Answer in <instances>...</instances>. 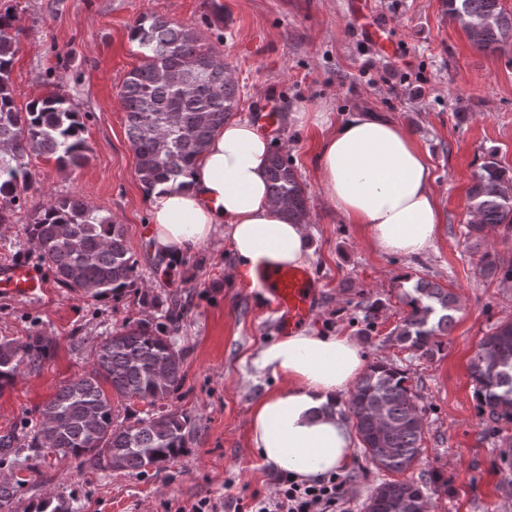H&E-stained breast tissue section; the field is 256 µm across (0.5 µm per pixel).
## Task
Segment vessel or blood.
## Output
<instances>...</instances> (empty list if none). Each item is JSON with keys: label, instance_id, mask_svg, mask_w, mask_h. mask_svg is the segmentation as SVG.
Returning <instances> with one entry per match:
<instances>
[{"label": "vessel or blood", "instance_id": "b4317fda", "mask_svg": "<svg viewBox=\"0 0 512 512\" xmlns=\"http://www.w3.org/2000/svg\"><path fill=\"white\" fill-rule=\"evenodd\" d=\"M367 42L385 53L393 48L384 23L370 20L362 26ZM255 278L263 291V298L276 314L280 334H291L312 317L320 292V284L307 267L294 266L276 271L257 270ZM43 283L33 267L15 264L0 270V289L19 295H29Z\"/></svg>", "mask_w": 512, "mask_h": 512}]
</instances>
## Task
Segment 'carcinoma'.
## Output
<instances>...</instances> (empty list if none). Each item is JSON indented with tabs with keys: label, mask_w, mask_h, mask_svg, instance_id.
<instances>
[{
	"label": "carcinoma",
	"mask_w": 512,
	"mask_h": 512,
	"mask_svg": "<svg viewBox=\"0 0 512 512\" xmlns=\"http://www.w3.org/2000/svg\"><path fill=\"white\" fill-rule=\"evenodd\" d=\"M448 15L477 48L498 50L512 42V12L500 0H447ZM13 17L0 13V224L22 201L32 180L29 158H53L64 167H83L90 147L82 136L79 113L60 95H49L21 109L14 100L12 68L19 52L12 34ZM143 63L124 78L120 99L125 133L135 156V172L146 194L159 186L182 190L195 160L212 136L237 111L238 84L224 57L192 29L162 15L142 14L129 26ZM267 186L278 211L302 224L308 197L287 155L270 152ZM474 220L466 238L479 254L484 278L512 280L505 264L486 243V229L501 227L512 234V173L494 155L483 162L467 192ZM30 239L56 282L73 293L94 298L118 297L138 287L139 261L131 252L121 224L76 197L59 198L33 212ZM402 301L408 312L392 334L418 357L434 358L450 335L458 299L436 282L419 278ZM367 330L374 329L381 301H362ZM171 327L148 321L125 324L98 343L93 370L65 383L39 409L41 428L28 447L51 449L94 468L138 471L164 469L183 455L199 432L185 411H131L136 399L150 406L176 395L183 387L184 351L175 340L177 315ZM51 355L41 336L26 341L0 338V391L14 385L22 371L36 373ZM469 372L475 384L477 410L485 430L512 447V321L498 324L483 337ZM407 371L378 361L359 378L344 414L351 418L364 458L376 469L404 474L419 462L424 422ZM126 401L127 416L117 420L114 399ZM425 483L391 479L368 498L372 512H428Z\"/></svg>",
	"instance_id": "1"
}]
</instances>
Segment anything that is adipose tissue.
<instances>
[{"label":"adipose tissue","mask_w":512,"mask_h":512,"mask_svg":"<svg viewBox=\"0 0 512 512\" xmlns=\"http://www.w3.org/2000/svg\"><path fill=\"white\" fill-rule=\"evenodd\" d=\"M267 135L249 119L227 123L195 161L189 188L151 196L148 237L155 252L179 257L224 232L238 270L304 263L308 227L285 221L265 180ZM323 193L383 255L417 257L434 244L442 212L419 144L398 124L352 113L320 143ZM254 367L281 386L251 412V441L263 463L312 481L343 467L352 435L336 410L364 372L360 346L346 336L297 332L262 345Z\"/></svg>","instance_id":"adipose-tissue-1"}]
</instances>
